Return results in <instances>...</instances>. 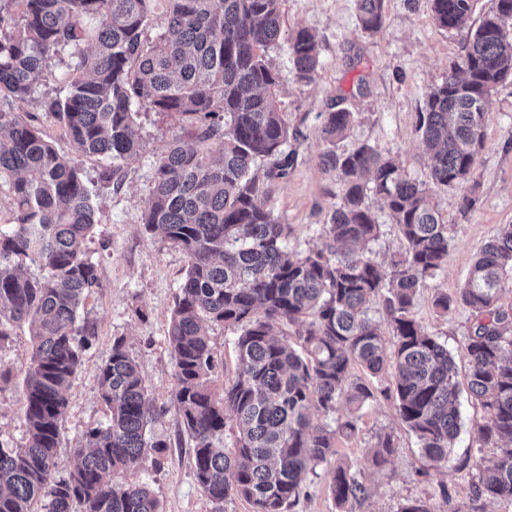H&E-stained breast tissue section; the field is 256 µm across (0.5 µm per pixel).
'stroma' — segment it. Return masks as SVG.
<instances>
[{
	"instance_id": "obj_1",
	"label": "stroma",
	"mask_w": 512,
	"mask_h": 512,
	"mask_svg": "<svg viewBox=\"0 0 512 512\" xmlns=\"http://www.w3.org/2000/svg\"><path fill=\"white\" fill-rule=\"evenodd\" d=\"M384 13L383 29L370 35L359 26L355 0L282 2L281 36L268 57L279 73L277 99L293 131L288 149L296 160L287 179L273 187L269 206L275 220L287 225L293 250L304 253L318 244V230L337 202L336 175L320 165L327 147L323 113L345 109L357 116L348 136L337 142V150L368 144L397 159L411 177H429L432 161L415 131V116L430 88L441 83L458 61L467 31L438 27L429 0H385ZM301 27L314 31L319 40L321 67L307 85L297 82L288 60L289 37ZM486 112L485 147L473 173L476 204L460 212L463 190L459 187L434 193L432 202L450 226L448 268L420 291L415 304L417 320L447 341L461 368L466 365L464 341L471 316L462 308L437 316L432 295L438 288L455 292L476 253L502 225L512 224V79L491 94ZM138 121L144 147L125 162L120 188L101 185V161L92 158L81 163L97 208V224L86 252L102 288L80 311V322L94 330L95 338L83 353L81 374L67 392L57 460L60 467H69L82 434L106 422L95 373L110 357L114 340L123 339L152 400L148 434L168 443L159 464L145 463L138 480L155 492L163 512H211L212 505L193 474V443L182 434L170 404L176 379L166 334L188 259L179 247L145 233L141 224L154 161L177 120L144 112ZM209 333L216 352L212 378L220 388L234 378L232 340L237 331L216 324ZM31 354V336L24 326L0 350V368L12 373L10 383L0 384V439L15 447L25 441L18 384ZM460 412L464 426L456 446L447 464L436 468L421 455L393 401L376 397L359 412L355 434H337L336 456L308 474L290 512H398L408 499L424 502L430 512H468L472 476L477 467L490 463L494 451L482 446L473 431L480 410L465 400ZM384 433L392 434L396 448L390 463L379 469L368 463L367 453ZM339 463L360 471L367 487L365 498L345 509L336 505L328 489V473Z\"/></svg>"
}]
</instances>
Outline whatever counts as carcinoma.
I'll use <instances>...</instances> for the list:
<instances>
[{"label":"carcinoma","mask_w":512,"mask_h":512,"mask_svg":"<svg viewBox=\"0 0 512 512\" xmlns=\"http://www.w3.org/2000/svg\"><path fill=\"white\" fill-rule=\"evenodd\" d=\"M475 0H431L438 26L458 29ZM165 27L148 35L157 5ZM282 0H0V179L10 207L0 226V349L15 328L31 327L33 351L20 383L26 443L0 440V512H161L147 484L118 481L162 455L147 437L151 400L121 339L97 367L105 424L92 427L61 472L56 448L67 391L81 372L94 334L79 310L102 284L85 243L96 211L80 172L83 158L110 160L105 187L121 185L122 162L142 149V112L178 116L180 128L154 162L146 233L188 257L167 341L176 386L171 403L193 442L195 479L224 512L234 498L253 512H288L313 465L336 455V431L312 419L344 403L352 413L374 398L353 377L391 371L399 416L421 454L448 462L462 428L458 369L446 342L427 332L413 308L420 289L448 265V224L429 204L432 192L467 183L485 145L486 102L512 77V0H495L468 32L461 62L430 88L416 132L433 151L429 181L362 144L329 149L321 165L336 173L339 202L320 229V245L288 248L285 225L267 207L271 188L295 157L292 131L279 108V73L266 58L281 33ZM361 29L382 30L383 0H357ZM67 58L63 86L43 112L72 144L63 155L35 118L12 108L34 93L54 59ZM300 83L320 68L317 36L300 28L289 39ZM355 114L324 115L327 143L345 138ZM395 219L402 250L387 268L368 255L380 236L371 199ZM40 270L28 276L23 268ZM512 224H504L471 263L454 293L438 290L439 316L464 307L466 389L481 410L475 430L495 449L479 467L475 500L512 505ZM379 305L390 328L385 342L369 316ZM238 331L235 377L218 389L209 328ZM295 329L296 343L273 333ZM232 413L237 433L219 447ZM395 448L377 437L370 461L380 468ZM329 488L341 507L366 494L358 472L336 465Z\"/></svg>","instance_id":"carcinoma-1"}]
</instances>
